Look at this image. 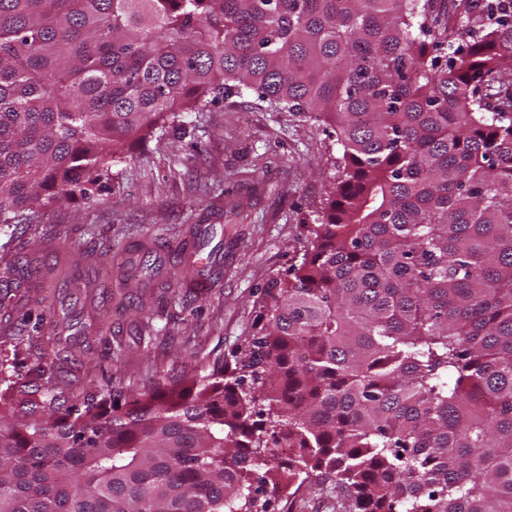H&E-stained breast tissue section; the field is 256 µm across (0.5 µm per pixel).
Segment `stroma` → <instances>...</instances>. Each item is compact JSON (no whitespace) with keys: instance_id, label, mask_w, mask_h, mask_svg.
I'll list each match as a JSON object with an SVG mask.
<instances>
[{"instance_id":"1","label":"stroma","mask_w":512,"mask_h":512,"mask_svg":"<svg viewBox=\"0 0 512 512\" xmlns=\"http://www.w3.org/2000/svg\"><path fill=\"white\" fill-rule=\"evenodd\" d=\"M338 156L310 115L232 92L183 129L130 141L111 190L0 224V373L48 357L69 398L149 392L233 363L298 263ZM190 240L211 264L208 287L186 274ZM14 263L21 272L5 274ZM269 512L344 509L305 484Z\"/></svg>"}]
</instances>
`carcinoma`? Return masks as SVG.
<instances>
[{"label": "carcinoma", "mask_w": 512, "mask_h": 512, "mask_svg": "<svg viewBox=\"0 0 512 512\" xmlns=\"http://www.w3.org/2000/svg\"><path fill=\"white\" fill-rule=\"evenodd\" d=\"M243 89L340 148L247 359L68 406L39 360L0 388V512H268L313 476L512 512V0H0V224Z\"/></svg>", "instance_id": "cac0c4a2"}]
</instances>
